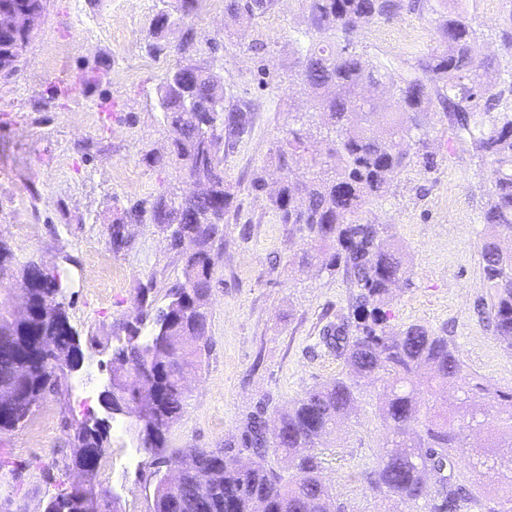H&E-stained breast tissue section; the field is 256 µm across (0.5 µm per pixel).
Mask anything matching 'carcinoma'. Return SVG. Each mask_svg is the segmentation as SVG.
I'll list each match as a JSON object with an SVG mask.
<instances>
[{"mask_svg":"<svg viewBox=\"0 0 512 512\" xmlns=\"http://www.w3.org/2000/svg\"><path fill=\"white\" fill-rule=\"evenodd\" d=\"M428 2L302 0L310 40L300 51L298 75L311 90L313 112L326 130L325 148L311 149L304 124L288 128V137L274 153L283 178L269 194V205L278 223L310 242L301 267L316 263L331 274L340 272L351 288L349 315L329 325L322 336L344 359L348 372L275 409L272 427L267 405L260 403L247 414L240 437L219 448L174 449L168 437L186 405L182 373L196 369L210 348L215 244L224 216L234 205L224 177L213 170H224V158L252 126L253 109L244 99H231L224 111H208L210 101L227 97L225 87L214 84L205 67L224 42L200 40L186 23L169 26L162 13L154 18L151 53H190L200 62L188 74L178 67L168 73L158 97L176 163L209 189L178 206L172 193L164 191L150 210L132 207L112 225L117 251L128 244V224L149 221L169 229L170 247L182 262V279L165 290L167 303L157 310L155 277L139 283L134 299L137 316L117 324L126 339L112 348V385L126 398L119 413L135 410L145 370L163 388L138 436L139 447L151 458L149 512H167L172 489L165 481L166 468L187 462L202 476H189L181 494L190 504L207 500L210 512H331V488L323 477L319 447L349 416L363 379L383 382L382 451L365 475L372 492L402 505L423 500L427 512H471L482 504L454 479L460 454L490 481L508 482V492L486 512H512V391L503 392L469 371L442 333L420 323L391 326L393 289L409 281V268L403 245L387 243L382 225L366 216L370 206L388 196L394 179L407 167L437 170V154L423 121L432 99H437L455 135L468 140L473 155L490 165L492 191L483 212L486 233L480 260L483 282L490 288L489 323L504 347L512 350V86L506 89L490 76L493 62L476 50L477 29L459 8L463 0H436L442 6L437 45L385 92H378L385 79L381 66L350 46L363 27L404 10L427 11ZM274 6L275 0H224L227 15L246 26ZM494 31L504 68L512 77V0ZM216 121L221 122L223 135L199 139V129ZM297 163L308 170L302 181L290 177ZM0 272L17 280L28 275L57 279L55 271L37 261L18 264L4 242ZM45 293L50 301L47 315L25 322L11 320L6 301L0 300V387L15 396L19 408L15 421L1 425L0 431L24 422L39 401L59 387L69 363L80 357L64 342L37 371H27L11 358L13 346L31 336H50L56 322L68 320L60 290L47 288ZM148 320L152 328L144 337L142 326ZM425 386L434 395L455 387L456 403L421 411L418 394ZM470 430L485 433L487 446H467ZM74 442V466L97 463L103 433L79 426ZM245 456L252 459L249 467L240 463ZM280 459L287 461L291 477L276 466ZM44 512H79V506L59 493L48 500Z\"/></svg>","mask_w":512,"mask_h":512,"instance_id":"carcinoma-1","label":"carcinoma"}]
</instances>
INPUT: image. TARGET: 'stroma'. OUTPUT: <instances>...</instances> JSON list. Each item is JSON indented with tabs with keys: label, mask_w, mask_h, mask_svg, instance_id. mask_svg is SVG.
Listing matches in <instances>:
<instances>
[{
	"label": "stroma",
	"mask_w": 512,
	"mask_h": 512,
	"mask_svg": "<svg viewBox=\"0 0 512 512\" xmlns=\"http://www.w3.org/2000/svg\"><path fill=\"white\" fill-rule=\"evenodd\" d=\"M482 31L479 51L499 60L494 27L504 0H467ZM159 0H50L36 37L14 74L0 72V238L18 262H42L61 277L63 301L84 344L80 367L47 394L20 428L0 432V512H44L68 487L61 469L78 425L101 417L99 394L111 378V350L89 346L135 315L139 282L158 289L182 277L178 254L154 224H130L128 243L112 247V224L137 201L190 185L167 158L171 136L158 108V87L176 55L153 56ZM205 38H224L219 75L228 92L252 101V128L224 160L236 206L216 243L210 290L211 349L189 376V398L169 434L173 448H216L235 439L260 400L276 408L345 372L321 341L328 323L347 315L342 275L301 268V234L289 233L269 206L280 172L271 161L296 111L310 107L297 75V42L306 28L301 0H277L250 27H239L219 0H200L189 17ZM432 12H402L361 30L355 46L392 80L436 45ZM266 45L263 53L250 45ZM96 70L94 81L79 77ZM440 159L434 173H401L370 218L403 244L408 285L393 293L391 322L446 331L470 371L512 389V353L478 311L488 298L479 266L482 214L492 189L489 168L456 137L442 114L425 118ZM263 173L266 191L249 182ZM380 383L362 382L357 408L322 445L332 503L347 512H422L373 494L363 480L380 453ZM97 480L118 512H149V457L131 418L114 416Z\"/></svg>",
	"instance_id": "35a3bbf8"
}]
</instances>
